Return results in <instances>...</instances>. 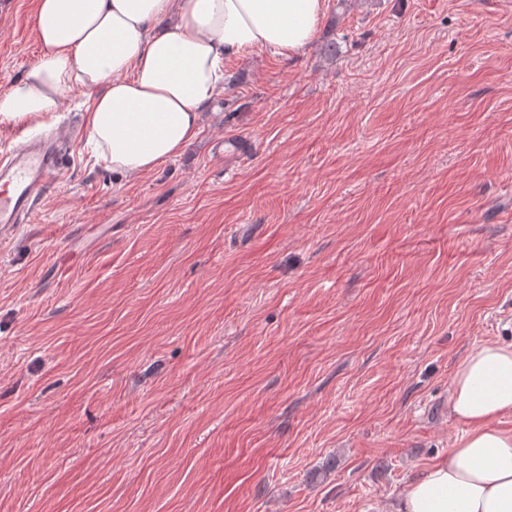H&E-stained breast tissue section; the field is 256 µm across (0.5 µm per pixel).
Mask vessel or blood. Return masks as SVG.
<instances>
[{
  "label": "vessel or blood",
  "mask_w": 512,
  "mask_h": 512,
  "mask_svg": "<svg viewBox=\"0 0 512 512\" xmlns=\"http://www.w3.org/2000/svg\"><path fill=\"white\" fill-rule=\"evenodd\" d=\"M72 140V131L60 128L49 137L26 140L16 153L0 155L1 235L29 218L53 188L64 170L62 155Z\"/></svg>",
  "instance_id": "b4317fda"
}]
</instances>
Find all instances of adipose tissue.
<instances>
[{
	"mask_svg": "<svg viewBox=\"0 0 512 512\" xmlns=\"http://www.w3.org/2000/svg\"><path fill=\"white\" fill-rule=\"evenodd\" d=\"M327 0H35L38 62L0 92V122H40L63 93L87 99L97 156L119 174L182 153L224 88L226 62L315 40ZM450 414L465 426L394 498V512H512V344L456 366Z\"/></svg>",
	"mask_w": 512,
	"mask_h": 512,
	"instance_id": "adipose-tissue-1",
	"label": "adipose tissue"
}]
</instances>
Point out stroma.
<instances>
[{
  "mask_svg": "<svg viewBox=\"0 0 512 512\" xmlns=\"http://www.w3.org/2000/svg\"><path fill=\"white\" fill-rule=\"evenodd\" d=\"M335 44V55L324 48ZM42 49L0 0V91ZM512 343V0H327L197 138L78 137L0 238V512H390Z\"/></svg>",
  "mask_w": 512,
  "mask_h": 512,
  "instance_id": "35a3bbf8",
  "label": "stroma"
}]
</instances>
